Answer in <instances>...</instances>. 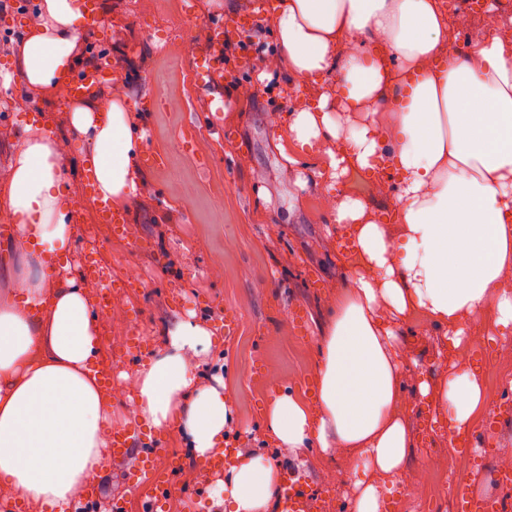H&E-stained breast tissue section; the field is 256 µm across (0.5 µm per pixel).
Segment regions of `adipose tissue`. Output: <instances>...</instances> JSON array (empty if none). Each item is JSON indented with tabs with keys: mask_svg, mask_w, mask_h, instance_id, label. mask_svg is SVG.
<instances>
[{
	"mask_svg": "<svg viewBox=\"0 0 512 512\" xmlns=\"http://www.w3.org/2000/svg\"><path fill=\"white\" fill-rule=\"evenodd\" d=\"M40 24L23 37L16 62L31 86L67 80L76 60L80 0H42ZM277 73L319 80L323 91L288 115L287 160L327 143L335 191L330 220L352 227L356 261L321 330L313 402L276 393L267 429L290 451L334 448L372 472L355 481L352 512H381L386 478L414 445L401 412L408 365L402 326L425 315L460 345L472 322H512V55L501 39L451 50L440 0H276ZM354 45L344 53V45ZM127 100L75 106L73 133L91 144L99 196L129 206L142 183L143 135ZM64 151L48 131L27 136L0 174V208L14 218L0 268L19 280L0 299V497L69 512L85 483L109 462L112 399L100 384L101 331L89 291L68 260L74 229L64 196ZM394 171L393 223L338 186L351 170ZM134 379L137 422L178 435L205 460L226 442L223 390L201 384L193 356L215 341L185 319L167 330ZM420 397L452 410L450 428L469 431L484 404L481 376L450 366L438 383L420 378ZM229 480L211 498L225 512H273L279 464L236 453Z\"/></svg>",
	"mask_w": 512,
	"mask_h": 512,
	"instance_id": "ef3b65f1",
	"label": "adipose tissue"
}]
</instances>
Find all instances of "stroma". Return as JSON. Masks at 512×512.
Segmentation results:
<instances>
[{
    "mask_svg": "<svg viewBox=\"0 0 512 512\" xmlns=\"http://www.w3.org/2000/svg\"><path fill=\"white\" fill-rule=\"evenodd\" d=\"M102 11L103 26L81 27L80 41L89 56H108L136 84L129 120L145 131V152L166 158L163 166L143 168L141 192L126 210L125 232L99 223L83 193L82 162L89 147L71 132L70 104L48 87L41 88L36 103H28L30 86L12 73L15 48L30 19L13 7L0 11V101L10 105L0 110V173L21 140L26 109L35 106L44 129L60 138L65 151L67 205L75 226L69 255L73 274L93 292L102 278L114 282L111 311L97 313L101 361L126 393L113 401L112 410L136 428L137 369L162 347L165 330L195 318L217 332L216 342L196 361L202 383L219 377L226 384L233 405L230 441L281 468L299 470L315 493L325 495V512H349L352 463L315 446L296 453L280 448L262 417L275 392L289 389L312 399L320 328L337 285L350 272L341 252L346 230L329 223L320 202L329 177L324 148L305 154L296 165L278 149L279 118L292 112L296 96L311 100L320 88L277 74L258 81L256 71L239 58L224 68L226 110L210 124V102L191 82L193 55L182 54L180 46L187 41L195 52L206 49L207 22L224 17V0H102ZM144 96L154 98L152 108H140ZM301 179L306 182L302 188L297 185ZM132 267L140 283L128 288L122 281ZM298 306L306 311V324L292 315ZM229 310L239 314L240 324L228 335L224 314ZM403 331L400 353L417 367L405 379L403 410L417 438L383 512H454L447 482L431 485L419 500L405 491L442 457L456 460L459 479L469 483L475 497L495 501L499 512H512V487L491 477L501 466L497 449L512 446V413L506 410L512 402V323L490 332L471 329L462 340L475 356L459 359V367L480 359L482 377L497 379V394L476 411L471 438L461 448L448 441V408L438 413L429 438L419 436L418 377L436 382L447 372L444 330L418 316ZM131 336L142 337L140 349H128ZM153 446L154 461L179 465L165 512H217L209 498L215 475H203L176 436L155 440ZM137 464L133 456L100 472L101 498L91 512H111L116 498L123 499L127 512H141L151 490L134 487ZM330 472L338 480L333 492L324 482Z\"/></svg>",
    "mask_w": 512,
    "mask_h": 512,
    "instance_id": "stroma-1",
    "label": "stroma"
}]
</instances>
